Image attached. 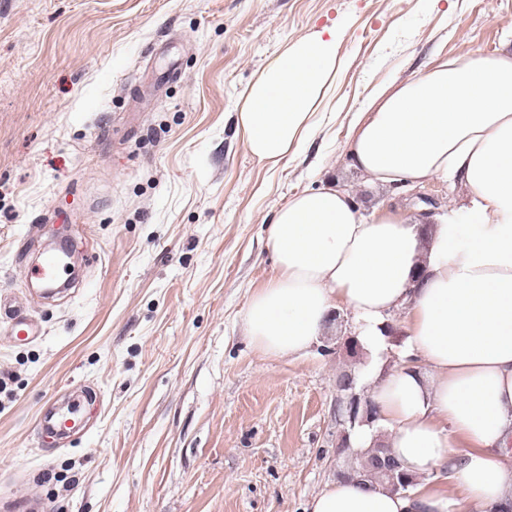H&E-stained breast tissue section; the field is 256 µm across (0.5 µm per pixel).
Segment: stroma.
<instances>
[{
	"label": "stroma",
	"mask_w": 512,
	"mask_h": 512,
	"mask_svg": "<svg viewBox=\"0 0 512 512\" xmlns=\"http://www.w3.org/2000/svg\"><path fill=\"white\" fill-rule=\"evenodd\" d=\"M325 28L342 66L305 148L276 169L236 131L282 44ZM512 51V0H0V294L43 336L0 331V512H306L335 479L338 349L350 310L298 357L253 348L243 315L295 194L337 180L369 216L418 214L347 141L365 98L441 58ZM78 243L79 284L24 278ZM89 387L60 448L42 410Z\"/></svg>",
	"instance_id": "stroma-1"
}]
</instances>
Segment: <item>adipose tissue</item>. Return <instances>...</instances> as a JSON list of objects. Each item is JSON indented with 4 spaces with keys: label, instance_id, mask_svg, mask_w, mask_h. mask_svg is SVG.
<instances>
[{
    "label": "adipose tissue",
    "instance_id": "ef3b65f1",
    "mask_svg": "<svg viewBox=\"0 0 512 512\" xmlns=\"http://www.w3.org/2000/svg\"><path fill=\"white\" fill-rule=\"evenodd\" d=\"M335 32L282 45L243 91L236 126L251 156L277 166L314 133L339 66ZM350 164L398 189L439 178L463 186L454 217L361 213L327 182L281 207L265 240L276 274L243 315L252 346L272 357L307 350L335 305L350 309L370 358L378 429L416 480L412 492L339 478L308 512H512V52L443 59L366 100ZM404 311L402 361L388 366L383 329Z\"/></svg>",
    "mask_w": 512,
    "mask_h": 512
}]
</instances>
